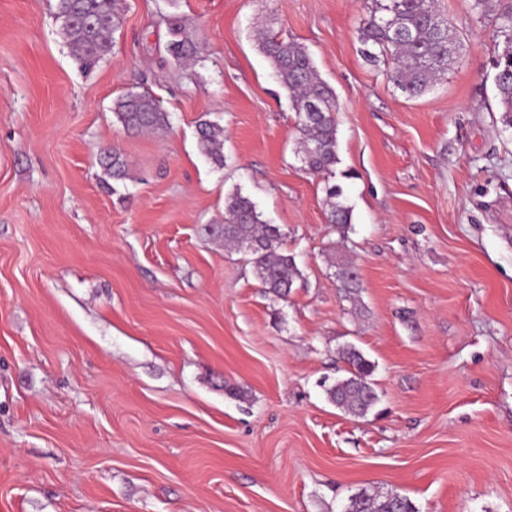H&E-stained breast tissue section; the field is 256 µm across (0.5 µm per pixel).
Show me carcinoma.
Returning <instances> with one entry per match:
<instances>
[{
	"mask_svg": "<svg viewBox=\"0 0 512 512\" xmlns=\"http://www.w3.org/2000/svg\"><path fill=\"white\" fill-rule=\"evenodd\" d=\"M56 18L71 46L73 57L83 71H91L111 50V35L122 24L117 0H56ZM498 32L505 46L494 64L493 82L502 112V122L512 129V11L500 15ZM171 57L183 62L197 55V48L178 20L169 23ZM361 42L369 49L365 56L391 63L387 79L410 98L419 97L448 74L453 63L456 33L437 9L435 0H372L360 29ZM262 54L288 93L297 117L299 153L307 170L329 174L339 162L334 90L321 78L308 50L295 41L266 36ZM112 112L119 122L135 131H160L167 126L166 113L158 101L145 93L128 92L113 101ZM202 154L215 164L224 163V127L202 121L197 127ZM101 164L114 179L125 175L126 163L117 151H108ZM342 192L326 188L329 223L341 237L352 226V209L340 201ZM224 244L247 256L266 293L279 299L288 297L299 276L295 257L283 248L285 233L276 224L261 219L255 202L239 191L224 202V223L218 225ZM336 276L341 288L351 295L358 279L353 266L339 267ZM348 364V376L327 389L329 400L344 413L363 417L377 401L371 382L374 363L352 345L339 351ZM345 512H416L413 503L398 493H358L349 500Z\"/></svg>",
	"mask_w": 512,
	"mask_h": 512,
	"instance_id": "cac0c4a2",
	"label": "carcinoma"
}]
</instances>
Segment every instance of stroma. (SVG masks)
<instances>
[{"label": "stroma", "mask_w": 512, "mask_h": 512, "mask_svg": "<svg viewBox=\"0 0 512 512\" xmlns=\"http://www.w3.org/2000/svg\"><path fill=\"white\" fill-rule=\"evenodd\" d=\"M370 5L123 0L86 74L56 0H0V512H344L363 490L512 512V130L493 85L512 0H438L460 60L413 99L361 53ZM173 16L196 62L170 58ZM264 35L305 45L336 93L347 236ZM130 91L165 130L123 128ZM112 148L124 179L100 164ZM236 190L286 234L304 280L287 298L207 231ZM349 344L376 365L362 418L322 387ZM112 112L128 130L160 131L167 126L158 101L145 93L127 92L113 101ZM198 145L202 154L215 164L224 163V128L208 121H201L197 127ZM342 192L339 187L332 185L326 188V200L329 206V223L334 224L340 236L346 233L352 226V209L340 201Z\"/></svg>", "instance_id": "obj_1"}]
</instances>
